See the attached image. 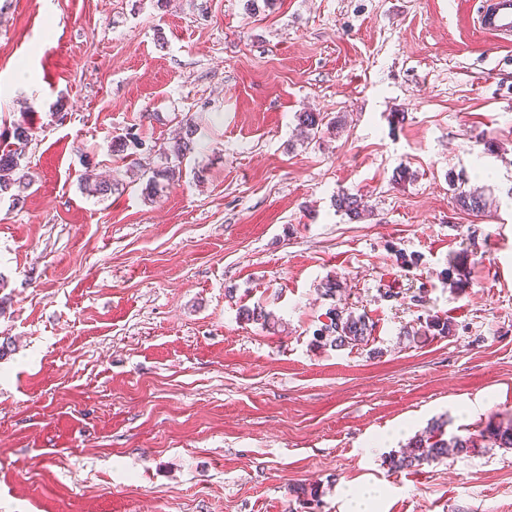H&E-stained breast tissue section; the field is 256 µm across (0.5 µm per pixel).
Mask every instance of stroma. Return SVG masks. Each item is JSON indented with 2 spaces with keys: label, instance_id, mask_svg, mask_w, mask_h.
<instances>
[{
  "label": "stroma",
  "instance_id": "stroma-1",
  "mask_svg": "<svg viewBox=\"0 0 512 512\" xmlns=\"http://www.w3.org/2000/svg\"><path fill=\"white\" fill-rule=\"evenodd\" d=\"M478 7L0 0V133L30 127L33 180L0 197V512H308L300 485L315 512L365 487L373 512H512V449L387 463L432 420L512 417V40ZM304 111L345 124L305 143ZM202 112L147 197L113 140L139 130L155 167ZM89 170L118 191L85 194ZM452 173L490 209L460 210ZM329 279L368 345H315ZM428 315L452 334L402 336ZM183 132L169 145L163 153L168 156H173L179 163H182L187 156L194 153L196 149V141L194 134L196 132L195 125L189 122L183 124ZM336 210L348 217L351 222H361L370 216L368 207L358 194L339 191L335 197ZM239 316L247 322H255L261 324L264 328L275 331L278 326H281V319L276 317L272 312L266 311L263 307L257 305L253 308L242 307L239 311Z\"/></svg>",
  "mask_w": 512,
  "mask_h": 512
}]
</instances>
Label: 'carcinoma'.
Here are the masks:
<instances>
[{
    "instance_id": "cac0c4a2",
    "label": "carcinoma",
    "mask_w": 512,
    "mask_h": 512,
    "mask_svg": "<svg viewBox=\"0 0 512 512\" xmlns=\"http://www.w3.org/2000/svg\"><path fill=\"white\" fill-rule=\"evenodd\" d=\"M297 126L301 136L308 140L316 137L322 126L338 124V120L326 119L321 112H300L296 115ZM195 125L187 122L183 124V132L169 145L164 153L181 162L194 153L196 141ZM9 142L0 149V194H8L13 200L21 202L24 193L31 183L29 175L20 168V160L25 154L27 145L32 140L30 128L17 124L6 135ZM113 150L116 152H129L132 157V166L142 167L138 151L144 149L145 141L139 134L128 131L113 141ZM175 166L163 168L144 169L142 176L146 177L145 193L147 196L158 194L164 183L174 180ZM115 185L110 181H98L84 177L82 190L87 194L104 197L112 193ZM457 206L469 213L479 215L489 207V201L483 191L476 188L454 189ZM336 210L348 217L351 222H361L370 216L368 207L362 198L348 191H340L335 197ZM239 316L247 322H255L270 330H276L281 325L280 319L272 312L257 305L253 308L242 307ZM326 321L313 332L315 343L322 347L337 350L347 347L354 348L366 345L374 331V323L370 322L366 313H359L346 304L338 302L328 308L325 313ZM452 332L451 323L438 316H429L419 323V327H404L402 335L407 337L425 336L427 334L447 336ZM487 448H512V421L490 423L479 434L457 435L445 431V423L434 422L426 430L410 439L405 449L398 454L389 456V465L393 470H418L427 465L440 463L450 457L468 453L479 446Z\"/></svg>"
}]
</instances>
